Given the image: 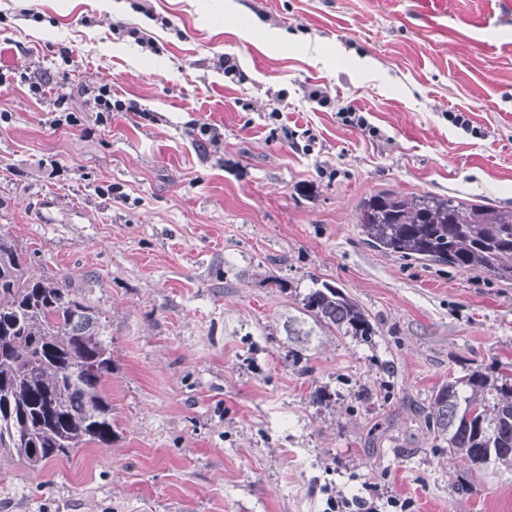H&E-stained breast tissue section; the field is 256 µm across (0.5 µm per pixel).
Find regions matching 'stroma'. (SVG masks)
I'll return each instance as SVG.
<instances>
[{
    "mask_svg": "<svg viewBox=\"0 0 512 512\" xmlns=\"http://www.w3.org/2000/svg\"><path fill=\"white\" fill-rule=\"evenodd\" d=\"M235 3L0 0V231L106 311L113 361L111 447L0 462V512H512V469L472 470L420 414L442 383L512 366V288L356 229L381 190L512 207V9ZM101 87L126 109L97 132ZM316 280L376 334L313 342L302 370L284 323Z\"/></svg>",
    "mask_w": 512,
    "mask_h": 512,
    "instance_id": "35a3bbf8",
    "label": "stroma"
}]
</instances>
